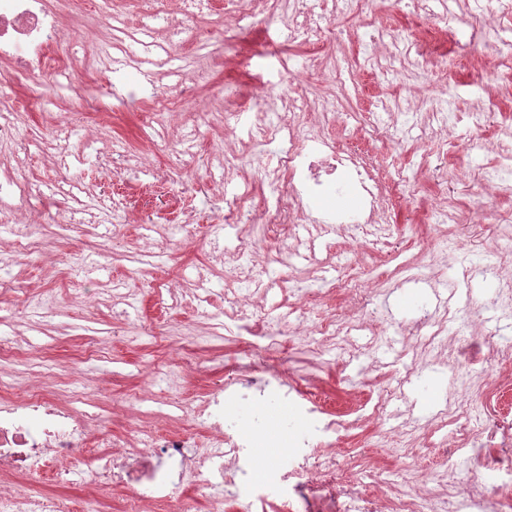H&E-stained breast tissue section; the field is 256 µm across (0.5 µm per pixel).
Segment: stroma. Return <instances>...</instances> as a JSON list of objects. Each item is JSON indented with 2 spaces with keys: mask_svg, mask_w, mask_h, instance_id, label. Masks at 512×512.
<instances>
[{
  "mask_svg": "<svg viewBox=\"0 0 512 512\" xmlns=\"http://www.w3.org/2000/svg\"><path fill=\"white\" fill-rule=\"evenodd\" d=\"M310 2L316 19L339 31L336 42H283L282 12L241 25L226 16L224 0H212L202 17L183 14L180 0H165L176 25L159 26L146 40L138 0H118L111 18L102 0H59L63 32L52 52L67 61L64 74L43 79L35 97L20 83L0 81V103L22 115L15 151L43 192L39 207L0 223V251H9L21 225L42 242L41 252L7 268L16 292L0 295V338L22 342L34 356L17 367L20 379L43 373L41 361L50 359L55 378L74 382L90 410L102 413L193 352L197 364L168 392L167 404L137 403L134 415L113 422L114 435L148 424L157 412L176 414L177 404L200 401L224 378L276 377L321 394L343 420L334 455L357 489H377L390 500L437 493L444 472L463 493L478 462L445 464L450 430L437 427L434 416L458 373L449 354L480 332L512 338V317L480 311L488 285L502 276L497 257L512 252V236L493 220H466L480 198L494 213L512 214V191L484 183L498 160L495 133L512 125L505 66L512 38L452 52L444 23L415 14L410 0H374L360 12L343 11L339 0ZM447 83L459 86L456 125L424 135L418 114L425 97ZM265 89L291 93L311 125L321 119L324 98L339 99L342 111L327 136L373 153L399 184L389 243L317 228L305 247L297 227L253 223L213 235L226 203L251 214L272 192L268 172L282 142L252 139ZM478 96L501 100L503 111L474 124ZM124 150L145 157L146 166H113L114 152ZM151 186L179 195L163 236L144 193ZM116 224L124 227L117 237ZM242 238L255 242L242 261L262 270L263 289L233 280L220 261ZM282 240L293 249L285 261ZM448 265L473 269L475 300L425 350L401 333L431 308L410 295L406 269L432 273ZM175 287L200 293L205 305L174 302ZM90 288L99 292L92 308L84 302ZM228 288L258 316H287L303 335L291 337L284 353L252 349L247 335L220 326ZM354 288L369 292L377 318L338 336L314 333L318 316L350 313ZM468 371L482 385L471 422L498 415L495 396L512 390V359ZM399 437L401 450L392 446Z\"/></svg>",
  "mask_w": 512,
  "mask_h": 512,
  "instance_id": "1",
  "label": "stroma"
}]
</instances>
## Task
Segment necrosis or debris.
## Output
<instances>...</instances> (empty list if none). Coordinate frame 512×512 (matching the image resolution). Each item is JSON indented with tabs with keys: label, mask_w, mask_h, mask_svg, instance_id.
Returning <instances> with one entry per match:
<instances>
[{
	"label": "necrosis or debris",
	"mask_w": 512,
	"mask_h": 512,
	"mask_svg": "<svg viewBox=\"0 0 512 512\" xmlns=\"http://www.w3.org/2000/svg\"><path fill=\"white\" fill-rule=\"evenodd\" d=\"M283 5L289 15L288 31L306 42L319 43L329 32L311 25L306 0H233L236 19L242 20ZM61 35L54 0H0V61L7 63L1 80L38 82L50 72L51 46ZM270 112H284L288 122H267ZM257 139L287 138L279 157L275 192L263 198L259 208L267 224L345 223L348 232L365 230L384 238L390 229L392 190L374 156L330 143L322 127L304 125L295 100L288 94L264 96L257 117ZM359 186L363 208L346 220L336 214L314 216L311 195L339 189L343 176ZM225 312L261 346L282 345L294 330L287 320L268 321L248 314L237 292L224 295ZM28 355L23 346L0 342V471L17 475L14 483H0V512H69L60 496L32 494L25 479L51 471L55 483L69 485L75 476L92 472L103 492L124 488L132 503L128 512H141L143 501H164L169 512H189L177 486L194 476L198 489L207 493L209 512H224V489L233 487L237 498L254 506L275 498L283 512H382L380 495L353 491L345 473L325 456L326 447L342 423L323 408V401L309 391L283 389L280 381H266L259 388L234 378L208 390L201 406H180L179 420L207 434L205 447L190 438L161 431H146L131 447L128 437H113L112 429L98 416L83 410L84 397L69 394L68 403L30 386L27 398L14 394L8 382L14 365ZM258 400L262 404L283 401L295 427L278 433L280 452L268 474L255 480L251 473L253 436L268 428L264 414L244 423L233 405ZM496 448V455L482 458L479 473L466 495L448 490L445 496L431 493L399 500L395 512H501L500 494L512 491V422L498 419L484 429L458 426L443 454L453 459L466 448Z\"/></svg>",
	"instance_id": "4bbe7bcc"
}]
</instances>
